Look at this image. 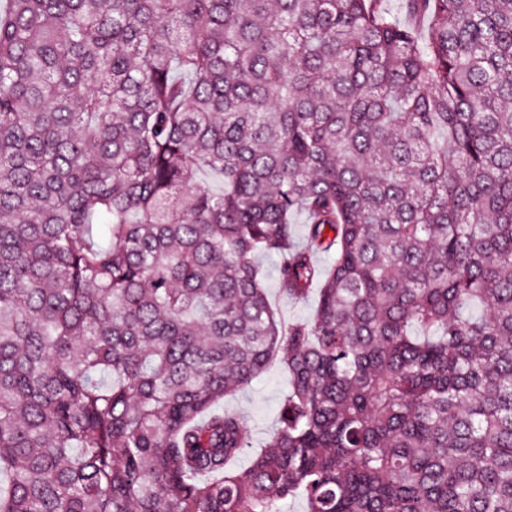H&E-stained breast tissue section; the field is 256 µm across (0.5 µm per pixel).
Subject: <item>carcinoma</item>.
Instances as JSON below:
<instances>
[{"instance_id":"cac0c4a2","label":"carcinoma","mask_w":512,"mask_h":512,"mask_svg":"<svg viewBox=\"0 0 512 512\" xmlns=\"http://www.w3.org/2000/svg\"><path fill=\"white\" fill-rule=\"evenodd\" d=\"M382 2L0 10V512H512V0ZM404 0H384L383 8L387 15L403 25H410L414 28L417 35L425 38L427 35L426 22L422 20H411L404 8ZM258 262L266 275L265 284L269 288V301L285 325L288 326V323L293 321L309 319L316 307L317 293L314 291L305 300L299 302L286 298L280 294L276 286L274 262L268 261L263 257H259ZM287 384L286 369L273 358L249 387L224 398L225 410L244 416L254 447L263 446L273 435Z\"/></svg>"}]
</instances>
